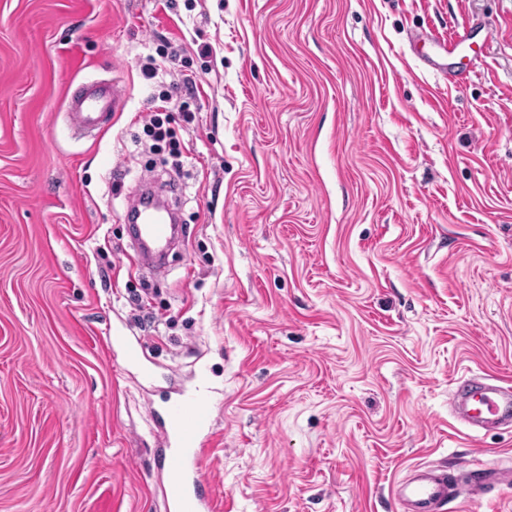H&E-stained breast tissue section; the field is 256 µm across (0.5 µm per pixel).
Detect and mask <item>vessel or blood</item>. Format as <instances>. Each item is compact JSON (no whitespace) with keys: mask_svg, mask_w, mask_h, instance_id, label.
Returning a JSON list of instances; mask_svg holds the SVG:
<instances>
[{"mask_svg":"<svg viewBox=\"0 0 512 512\" xmlns=\"http://www.w3.org/2000/svg\"><path fill=\"white\" fill-rule=\"evenodd\" d=\"M118 104L115 85L89 82L68 98L67 112L73 126L96 132L104 128L108 114ZM130 209L139 249L163 262L173 231L169 216L142 196L132 201ZM448 406L452 416L474 432L512 427V386L505 383H491L477 375L462 380L451 391ZM211 419L209 405L200 398L171 407L163 416L164 433L176 434L180 440L178 448L161 455L167 474L168 512H211L210 481L199 465L203 455L201 432ZM511 483L512 469L495 470L461 484L447 469L421 465L395 482L391 492L404 512H444L449 499L482 500L491 485Z\"/></svg>","mask_w":512,"mask_h":512,"instance_id":"vessel-or-blood-1","label":"vessel or blood"}]
</instances>
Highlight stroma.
I'll use <instances>...</instances> for the list:
<instances>
[{"mask_svg":"<svg viewBox=\"0 0 512 512\" xmlns=\"http://www.w3.org/2000/svg\"><path fill=\"white\" fill-rule=\"evenodd\" d=\"M477 18L450 86L409 36ZM91 81L124 106L84 136ZM471 375L512 382V0H0V512H167L194 396L215 512H402L415 466L512 467L448 411ZM119 96L114 84L88 82L78 94L67 100V112L73 126L98 132L110 112L116 110ZM152 200L139 196L131 202L130 210L134 213L139 249L155 258L154 268L161 271L164 268L163 260L172 238L173 226L168 214L161 208L150 205Z\"/></svg>","mask_w":512,"mask_h":512,"instance_id":"35a3bbf8","label":"stroma"}]
</instances>
